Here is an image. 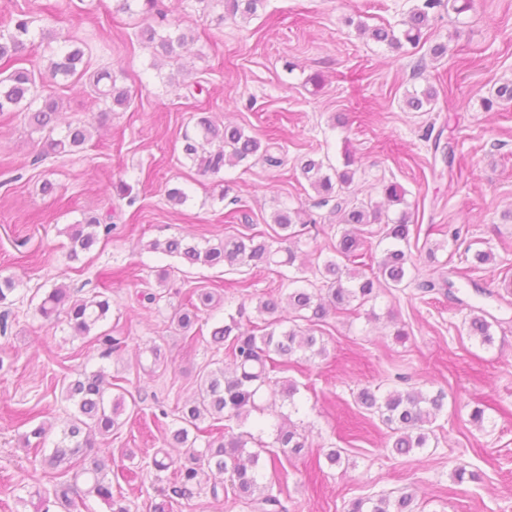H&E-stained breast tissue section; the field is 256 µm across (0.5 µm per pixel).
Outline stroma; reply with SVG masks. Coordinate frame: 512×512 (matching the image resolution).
Here are the masks:
<instances>
[{"instance_id": "stroma-1", "label": "stroma", "mask_w": 512, "mask_h": 512, "mask_svg": "<svg viewBox=\"0 0 512 512\" xmlns=\"http://www.w3.org/2000/svg\"><path fill=\"white\" fill-rule=\"evenodd\" d=\"M68 2L6 0L0 30L11 13L29 10L37 28L93 36L124 69L121 82L134 103L109 113L104 102L45 81L39 93L59 101L62 123L91 125L93 138L77 152L44 160L37 157L39 133L14 114H0V274L19 281L8 332L0 335V512H25L22 498L63 479L43 468L42 451L23 446L22 416L60 425L71 411L60 397L63 380L102 368L120 385L128 416L111 442L112 481L131 512H147L159 490L174 483L172 471L153 466L164 445L154 415L190 398L195 372L221 357L210 337L185 340L170 322L173 310L184 307L191 289L212 288L221 299L215 320L242 306L255 322L259 297L286 291L278 270L238 275L188 266L149 250L148 242L241 232L249 224L262 231L275 209L302 207L322 222L301 236L300 260L311 268L333 253L330 209L293 166L253 160L215 178L178 162L180 137L197 112L274 140L292 158L326 155L340 169L353 155L359 197L380 201V183L399 182L406 204L387 213L407 209L419 228L420 243L410 248L414 283L380 291L373 313L330 316L321 328L326 356L287 372L304 405L296 422L310 443L304 456L284 462L288 512H345L353 499L404 490L414 497V512H512V293L504 288L512 279V101L495 97L512 82V0H474L460 15L438 9L419 46L399 51L360 35L355 24L398 26L414 0H265L251 20L220 25L203 16L197 0H159L194 41L158 70L135 39L140 14L120 11L117 0H83L77 9ZM437 44L448 48L438 59L431 55ZM316 73L323 79L317 91L308 83ZM428 87L437 92L428 110H408L406 93ZM486 98L492 109L483 108ZM121 180L133 187L130 199L110 193ZM46 181L55 194H42ZM224 183L231 199L219 197ZM172 186L187 192L185 205L167 201ZM107 212L117 226L112 238L70 258L67 228ZM452 224L464 227L459 240L448 234ZM470 248L492 252L493 262L470 269ZM442 266L451 271L452 292L421 293L419 282ZM241 278L249 292L236 288ZM60 284L111 296L112 310L95 331L125 337L123 351L100 357L66 321L39 315L46 289ZM146 292L160 294L159 303L143 300ZM476 307L494 319L492 344L467 333ZM399 326L408 333L402 341L394 337ZM153 345L169 360L161 375L137 364L139 352ZM377 387L445 392L428 448L391 455L387 429L366 423L354 402L361 389ZM476 407L484 411L479 425L470 418ZM332 448L342 456L336 466L325 460ZM460 467L479 472L480 481L456 482Z\"/></svg>"}]
</instances>
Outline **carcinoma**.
I'll list each match as a JSON object with an SVG mask.
<instances>
[{
	"instance_id": "cac0c4a2",
	"label": "carcinoma",
	"mask_w": 512,
	"mask_h": 512,
	"mask_svg": "<svg viewBox=\"0 0 512 512\" xmlns=\"http://www.w3.org/2000/svg\"><path fill=\"white\" fill-rule=\"evenodd\" d=\"M264 0H223V8L232 17L249 20L257 14ZM158 0H140L139 14L147 21L140 31L142 42L153 50L154 58L173 59L180 50L194 39L192 32L180 28L176 19H167V14L157 8ZM442 5V0H423L409 12L403 21L404 29L395 33L391 27L369 28L359 22L356 28L363 35L400 50L409 44L417 47L429 28L431 13ZM32 21L27 12L21 10L11 16V29L0 33V60L9 64L12 71L0 77V112H19L23 120L35 131L46 133L44 152L67 155L81 149L91 137L90 127L77 123L68 124L66 133L53 136L59 114V102L51 97L37 99L36 73L21 63L25 61L30 47L34 45ZM63 45L48 58L46 74L52 80L62 79L79 85L102 101L111 104L110 111H124L131 106L130 90L118 84L112 66L90 70L88 44L74 36H65ZM436 91L428 87L422 92H410L405 96V105L420 111L431 105ZM194 133H184L180 144L179 162L188 165L203 175L217 176L225 166H236L256 157L270 167L284 164V158L272 153L270 145L245 132L238 125L217 124L206 112L193 116ZM354 160L345 158L344 170L339 171L321 158L300 154L294 166L310 187L321 197L322 203L332 204L331 214L336 216V225L341 227L336 240L334 255L322 260L316 267L319 282L313 283L302 276L303 270L287 278L288 293L268 296L258 300L256 311L263 317V326L247 329L241 323L245 306H240L237 315H228L211 331L212 341L224 346L233 366L227 371L224 365L204 369L195 378V395L178 408L176 427L169 430L168 445L187 449L184 460L175 459L165 452L161 458L153 459L158 471L174 468L176 487L172 493L188 497L202 479L211 481V493L232 490L244 499L254 512H284L282 503L283 485L287 474L280 456L296 457L308 447L307 437L299 432L291 420V414L299 413L301 404L295 399L298 386L287 380L280 381L270 376L275 370H288L293 363L308 356H323L326 348L322 337L316 335L319 327L335 313L358 309L376 299L378 290L405 288L411 277L408 265L410 246V215L403 211L395 218H383L381 207L370 201L351 196L350 187L356 171L351 169ZM389 204H401L406 190L397 182H389L380 188ZM271 221L278 228L276 243L269 242L258 233H238L195 241L182 236H172L162 241L154 240L148 249L161 251L190 265H224L231 270L238 267L293 266L296 252L295 240L303 235L308 225L317 224L313 215L301 208L277 209ZM384 224L382 239L388 241L376 268L370 273H361L352 267L364 258L365 238L362 227L369 224ZM114 224L112 214L90 215L83 221L67 228L71 241V256L89 251L102 239H109ZM19 282L12 276L0 277V305L11 303ZM219 304L214 292L208 288H196L188 305L174 310L171 320L184 332L195 331L201 321L212 319V312ZM288 306L296 318L306 322L285 326L281 316L283 306ZM112 307V298L104 292L87 297H78L65 285L52 288L38 307V313L46 320L64 316L75 336H87L95 325L106 318ZM469 336L490 344L493 341L491 322L482 312L473 314L468 325ZM102 347L101 356L108 357L119 350L123 340L107 333L94 337ZM112 382L104 371L83 373L68 382L61 390V397L70 403L74 411L53 442L51 452L42 458V465L57 469L63 464L75 470L72 481L61 483L52 491H39L30 495L24 506L32 512H50L56 507L61 512H72L77 507L76 499L94 498L107 506L109 512H130L122 495L112 492V469L108 461L112 457L109 438L124 421L125 398L111 395ZM281 398L287 403L288 413H278L275 420L258 426V432H235L234 425H243L251 415H262L266 398ZM446 394H435L413 390H397L380 393L370 389L361 390L356 402L369 414L378 418L390 432V451L403 456L416 449L427 447L433 424L443 413ZM224 420V434L205 441L204 448L196 449L197 440L211 433L202 426L207 420ZM23 423L30 425L23 437L26 446L45 444L52 425L35 422V417H26ZM273 433V444L278 451L270 454V474L260 470V449L266 447L262 435ZM256 450H248V445ZM413 496L404 493L392 500L387 496L360 497L349 504L346 512H413L410 509Z\"/></svg>"
}]
</instances>
